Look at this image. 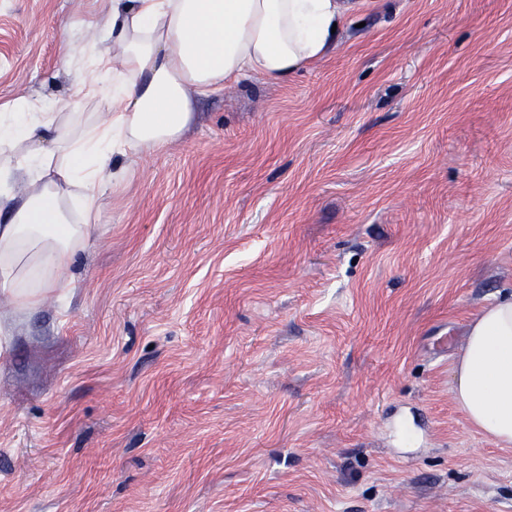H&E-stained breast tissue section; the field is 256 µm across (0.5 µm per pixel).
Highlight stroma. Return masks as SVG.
Here are the masks:
<instances>
[{"label":"stroma","instance_id":"stroma-1","mask_svg":"<svg viewBox=\"0 0 512 512\" xmlns=\"http://www.w3.org/2000/svg\"><path fill=\"white\" fill-rule=\"evenodd\" d=\"M110 0H0V104L90 112ZM128 159L0 359V512H512L451 394L512 295V0H366Z\"/></svg>","mask_w":512,"mask_h":512}]
</instances>
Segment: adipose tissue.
Listing matches in <instances>:
<instances>
[{
  "label": "adipose tissue",
  "instance_id": "adipose-tissue-1",
  "mask_svg": "<svg viewBox=\"0 0 512 512\" xmlns=\"http://www.w3.org/2000/svg\"><path fill=\"white\" fill-rule=\"evenodd\" d=\"M349 9L345 0H112L89 22L105 45L77 89L95 111L25 100L0 110V297L26 310L61 287L97 227L111 159L179 140L198 98L247 78L285 82L320 62ZM451 391L473 429L512 447V297L471 321Z\"/></svg>",
  "mask_w": 512,
  "mask_h": 512
}]
</instances>
